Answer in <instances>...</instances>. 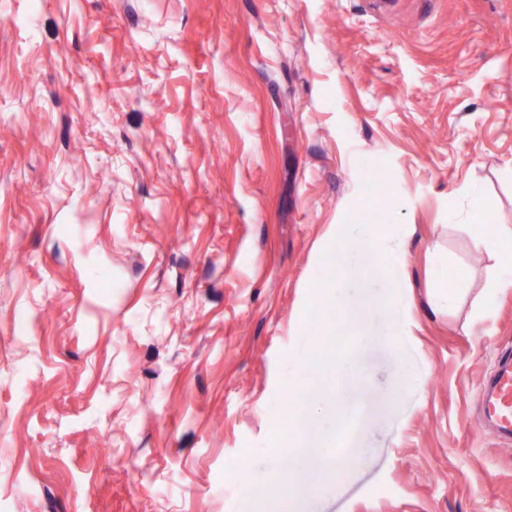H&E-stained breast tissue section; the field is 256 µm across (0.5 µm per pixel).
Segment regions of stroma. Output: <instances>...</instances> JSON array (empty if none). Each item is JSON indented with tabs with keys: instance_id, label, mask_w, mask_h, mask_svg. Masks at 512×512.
I'll list each match as a JSON object with an SVG mask.
<instances>
[{
	"instance_id": "1",
	"label": "stroma",
	"mask_w": 512,
	"mask_h": 512,
	"mask_svg": "<svg viewBox=\"0 0 512 512\" xmlns=\"http://www.w3.org/2000/svg\"><path fill=\"white\" fill-rule=\"evenodd\" d=\"M474 187L512 225V0H0V512H512ZM377 225L361 224L358 233L365 240H373V246L384 265L401 263L404 257L403 234L376 235L374 231ZM324 269L329 275V280L327 282V288H333L332 290L336 291V303L339 308L343 309L344 304L342 302V293L344 290V280H343V272L344 265L339 263L334 256V253L325 252L323 256ZM336 269V273H335Z\"/></svg>"
}]
</instances>
